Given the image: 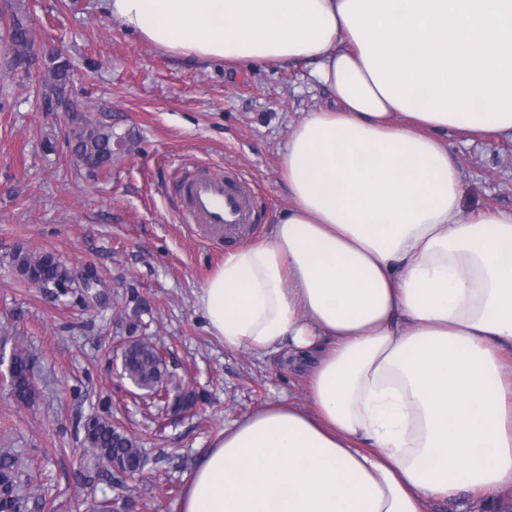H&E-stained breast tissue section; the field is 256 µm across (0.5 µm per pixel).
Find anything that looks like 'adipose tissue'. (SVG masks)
Listing matches in <instances>:
<instances>
[{"mask_svg": "<svg viewBox=\"0 0 512 512\" xmlns=\"http://www.w3.org/2000/svg\"><path fill=\"white\" fill-rule=\"evenodd\" d=\"M159 50L309 61L290 204L198 304L225 350L308 364L226 426L180 512H428L512 488V212L465 211L445 133L512 142V0H102Z\"/></svg>", "mask_w": 512, "mask_h": 512, "instance_id": "adipose-tissue-1", "label": "adipose tissue"}]
</instances>
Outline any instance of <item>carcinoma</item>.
Wrapping results in <instances>:
<instances>
[{
    "instance_id": "cac0c4a2",
    "label": "carcinoma",
    "mask_w": 512,
    "mask_h": 512,
    "mask_svg": "<svg viewBox=\"0 0 512 512\" xmlns=\"http://www.w3.org/2000/svg\"><path fill=\"white\" fill-rule=\"evenodd\" d=\"M5 33L11 47L8 68L29 71L37 60V54L33 52L30 19L23 0H15L11 7ZM48 59L49 84L42 96L49 103L65 94L70 81L71 62L60 51L49 55ZM118 142L127 144V136L119 135L107 126L88 125L78 130L71 148L84 166L95 173L112 163L117 155ZM12 265L19 277L31 271L44 286L69 275L67 268L51 252L30 254L21 248L13 253ZM148 313V305L139 301L125 312L124 322L130 340L121 352L122 377L142 391L144 397L171 407L190 408L196 404L197 395L186 388H170L172 374L166 360L152 339L145 336L144 315ZM11 359L8 374L10 394L16 402L29 405L35 401L36 377L24 342L14 344ZM82 429L85 460L79 473L81 481L92 485L104 473L118 479L143 472L146 460L138 442L111 420L90 415ZM19 470V456L10 448H0V512H30L20 495Z\"/></svg>"
}]
</instances>
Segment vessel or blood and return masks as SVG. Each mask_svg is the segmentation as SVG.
Wrapping results in <instances>:
<instances>
[{"label": "vessel or blood", "mask_w": 512, "mask_h": 512, "mask_svg": "<svg viewBox=\"0 0 512 512\" xmlns=\"http://www.w3.org/2000/svg\"><path fill=\"white\" fill-rule=\"evenodd\" d=\"M183 218L208 225L216 233L236 237L253 222L254 199L242 179L200 174L183 183Z\"/></svg>", "instance_id": "b4317fda"}]
</instances>
